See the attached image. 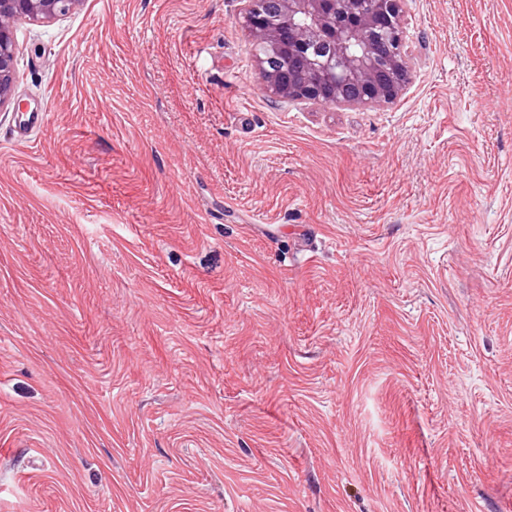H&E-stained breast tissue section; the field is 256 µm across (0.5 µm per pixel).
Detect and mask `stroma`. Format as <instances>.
I'll return each mask as SVG.
<instances>
[{
  "mask_svg": "<svg viewBox=\"0 0 512 512\" xmlns=\"http://www.w3.org/2000/svg\"><path fill=\"white\" fill-rule=\"evenodd\" d=\"M402 25L347 108L237 0L15 22L0 512H512V0Z\"/></svg>",
  "mask_w": 512,
  "mask_h": 512,
  "instance_id": "35a3bbf8",
  "label": "stroma"
}]
</instances>
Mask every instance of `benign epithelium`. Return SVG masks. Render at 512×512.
<instances>
[{"label": "benign epithelium", "instance_id": "obj_1", "mask_svg": "<svg viewBox=\"0 0 512 512\" xmlns=\"http://www.w3.org/2000/svg\"><path fill=\"white\" fill-rule=\"evenodd\" d=\"M83 0H0V108L12 102L14 21L51 19ZM404 0H239L263 48L257 68L279 98L360 107L395 100L410 82Z\"/></svg>", "mask_w": 512, "mask_h": 512}]
</instances>
